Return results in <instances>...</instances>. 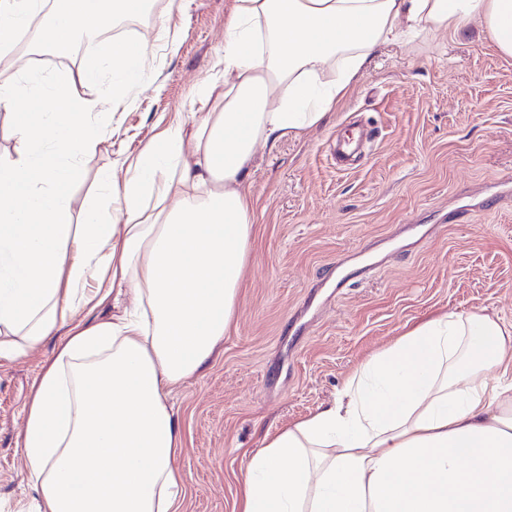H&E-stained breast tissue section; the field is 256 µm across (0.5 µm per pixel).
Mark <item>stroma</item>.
<instances>
[{
    "label": "stroma",
    "mask_w": 512,
    "mask_h": 512,
    "mask_svg": "<svg viewBox=\"0 0 512 512\" xmlns=\"http://www.w3.org/2000/svg\"><path fill=\"white\" fill-rule=\"evenodd\" d=\"M235 0H149L147 56L131 104L93 113V155L71 215L96 201L102 173L128 163L179 112L202 119L199 87L224 77V20ZM17 61L76 77L86 53L61 56L19 38ZM373 134L363 157L331 153L353 122ZM247 186L255 236L236 323L195 376L172 388L184 446L180 512H235L247 455L333 400L347 377L411 326L445 310L512 320V58L481 35L425 36L382 49L349 96L301 137L259 148ZM55 339L0 360V512L34 492L17 438L30 387Z\"/></svg>",
    "instance_id": "stroma-1"
}]
</instances>
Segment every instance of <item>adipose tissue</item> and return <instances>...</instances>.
Instances as JSON below:
<instances>
[{"mask_svg":"<svg viewBox=\"0 0 512 512\" xmlns=\"http://www.w3.org/2000/svg\"><path fill=\"white\" fill-rule=\"evenodd\" d=\"M42 0H0V57L31 29ZM145 0H54L34 40L69 49ZM488 38L512 57V0H235L224 82L201 92L214 109L176 118L132 163L102 178L124 222L98 208L71 221L75 169L91 156L87 116L100 102L69 79L43 84L29 65L0 73V109L40 98L49 118L17 123L21 147L0 155V360L53 334L61 341L34 381L20 446L36 512H178L182 448L168 389L199 372L230 331L249 257L258 147L324 122L375 51L422 34ZM146 45L121 42L108 65L120 97ZM337 77L321 82L323 71ZM97 281L88 295V281ZM132 307L72 322L114 289ZM512 320L447 312L405 332L345 381L329 405L265 436L249 455L237 512H512Z\"/></svg>","mask_w":512,"mask_h":512,"instance_id":"ef3b65f1","label":"adipose tissue"}]
</instances>
